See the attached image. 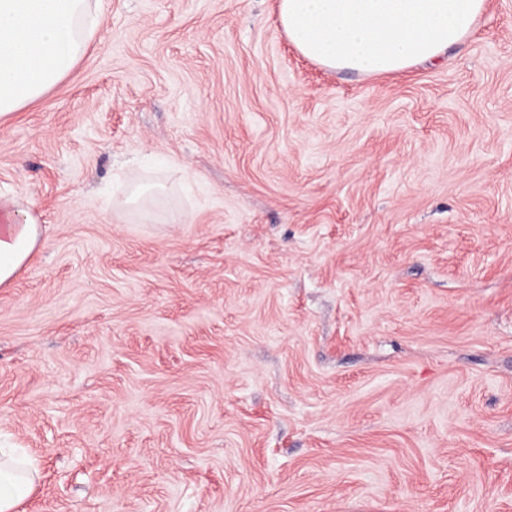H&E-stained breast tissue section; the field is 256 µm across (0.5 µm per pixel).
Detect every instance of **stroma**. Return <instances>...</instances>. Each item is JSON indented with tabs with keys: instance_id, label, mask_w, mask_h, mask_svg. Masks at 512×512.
<instances>
[{
	"instance_id": "1",
	"label": "stroma",
	"mask_w": 512,
	"mask_h": 512,
	"mask_svg": "<svg viewBox=\"0 0 512 512\" xmlns=\"http://www.w3.org/2000/svg\"><path fill=\"white\" fill-rule=\"evenodd\" d=\"M277 3L99 0L0 118L18 512H512V0L382 77ZM41 227L30 207L0 194V287L8 286L41 242Z\"/></svg>"
}]
</instances>
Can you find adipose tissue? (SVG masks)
Listing matches in <instances>:
<instances>
[{
	"label": "adipose tissue",
	"instance_id": "obj_1",
	"mask_svg": "<svg viewBox=\"0 0 512 512\" xmlns=\"http://www.w3.org/2000/svg\"><path fill=\"white\" fill-rule=\"evenodd\" d=\"M485 0H279L296 49L333 71L378 76L433 61L474 31ZM97 25L95 0H0V118L35 101L76 65ZM41 242L30 207L0 194V287ZM35 465L0 449V512H16Z\"/></svg>",
	"mask_w": 512,
	"mask_h": 512
}]
</instances>
